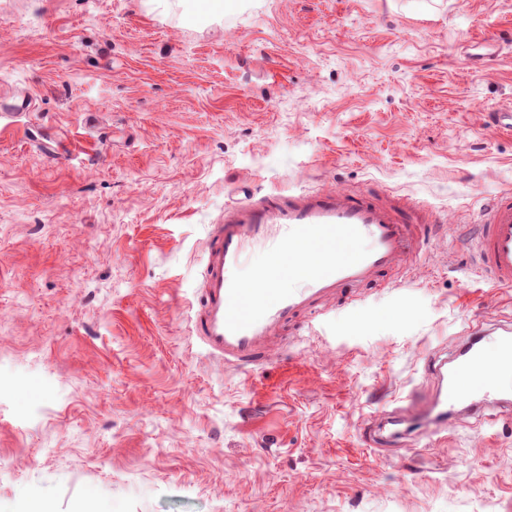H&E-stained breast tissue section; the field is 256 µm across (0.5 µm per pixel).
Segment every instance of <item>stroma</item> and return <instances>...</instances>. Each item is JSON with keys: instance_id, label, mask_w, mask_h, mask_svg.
<instances>
[{"instance_id": "1", "label": "stroma", "mask_w": 512, "mask_h": 512, "mask_svg": "<svg viewBox=\"0 0 512 512\" xmlns=\"http://www.w3.org/2000/svg\"><path fill=\"white\" fill-rule=\"evenodd\" d=\"M512 0H0V512H512V411L375 448L431 359L512 326L477 223L512 192ZM426 205L411 265L262 371L191 311L240 187Z\"/></svg>"}]
</instances>
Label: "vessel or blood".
<instances>
[{"label":"vessel or blood","instance_id":"vessel-or-blood-1","mask_svg":"<svg viewBox=\"0 0 512 512\" xmlns=\"http://www.w3.org/2000/svg\"><path fill=\"white\" fill-rule=\"evenodd\" d=\"M425 207L389 204L342 187L301 189L285 196L248 192L224 210V221L208 237L202 285L193 321L196 339L211 358L244 372L270 364L273 346L322 316L329 303L350 300L358 289L379 284L421 251L432 230ZM480 269L487 282L512 286V193L486 207L476 236ZM272 243L283 255L314 256L297 285L277 283L280 265L247 267L250 248ZM512 365V328L477 333L450 358L435 363L438 397L410 415L392 410L370 430L374 447L390 448L403 428L426 427L438 434L460 405L476 394L491 396L485 378L491 355Z\"/></svg>","mask_w":512,"mask_h":512}]
</instances>
